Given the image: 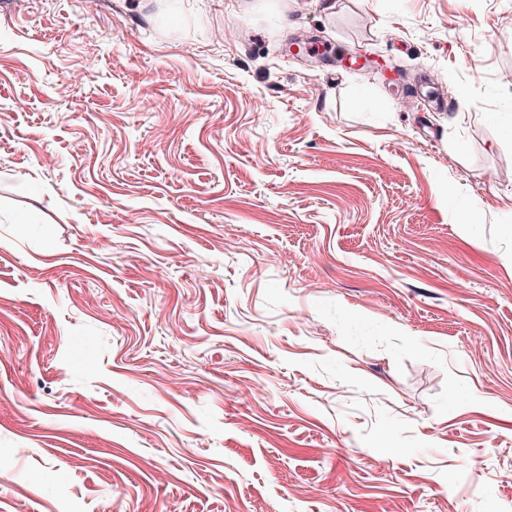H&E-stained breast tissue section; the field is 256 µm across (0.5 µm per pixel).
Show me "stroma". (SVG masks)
<instances>
[{
	"instance_id": "stroma-1",
	"label": "stroma",
	"mask_w": 512,
	"mask_h": 512,
	"mask_svg": "<svg viewBox=\"0 0 512 512\" xmlns=\"http://www.w3.org/2000/svg\"><path fill=\"white\" fill-rule=\"evenodd\" d=\"M504 71L512 0H0V512H512Z\"/></svg>"
}]
</instances>
